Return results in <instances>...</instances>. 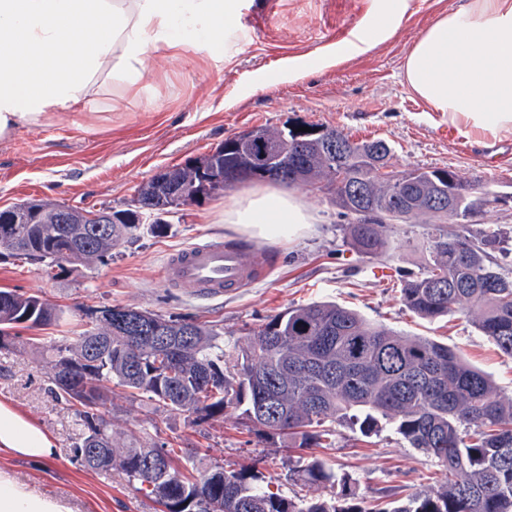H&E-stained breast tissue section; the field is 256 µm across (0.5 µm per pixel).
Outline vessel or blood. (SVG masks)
<instances>
[{
  "label": "vessel or blood",
  "instance_id": "b4317fda",
  "mask_svg": "<svg viewBox=\"0 0 512 512\" xmlns=\"http://www.w3.org/2000/svg\"><path fill=\"white\" fill-rule=\"evenodd\" d=\"M266 252L239 242L214 239L170 253L163 277L171 288H187L204 298L236 293L255 284L262 268L270 266Z\"/></svg>",
  "mask_w": 512,
  "mask_h": 512
}]
</instances>
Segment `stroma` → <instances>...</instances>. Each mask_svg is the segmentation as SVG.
<instances>
[{
	"label": "stroma",
	"mask_w": 512,
	"mask_h": 512,
	"mask_svg": "<svg viewBox=\"0 0 512 512\" xmlns=\"http://www.w3.org/2000/svg\"><path fill=\"white\" fill-rule=\"evenodd\" d=\"M462 0H410L391 38L342 63L282 79L289 58H312L351 40L359 22L372 20V0H239L225 23L223 44L212 54L160 57L136 93L117 109L87 106L52 125L23 129L0 140V209L25 198L77 207L122 209L138 186L157 171L184 163L254 126L317 125L343 130L351 139H381L391 148L390 171L450 168L472 185L483 205L469 218L471 233H497L498 247L512 251V134L498 140L450 136L447 122L405 85L402 66L410 45L442 12ZM293 194L316 217L292 240L270 245L278 264L252 287L215 300H199L167 287L161 268L167 254L207 239L239 241L219 224L223 195L169 214L161 232L142 225L105 265L83 276L10 258L0 260V289L35 293L66 310L55 337L84 329L90 311L136 307L186 321L216 324L224 342V368L233 370L247 334L291 306L333 301L371 322L410 336L446 344L485 372L497 393L512 399V356L501 353L462 315L424 320L400 301L402 277L428 262L423 240L431 218L411 217L388 233L380 256L360 254L347 233L348 219L323 185H299ZM40 332L19 329L0 350V399L45 428L58 455L47 466L0 454V468L18 481L66 498L72 512H159L153 498L118 470L91 471L73 447L84 427L75 410L54 399L43 369ZM112 427L129 441L162 437L175 455H193L200 471L215 463L248 469L254 484L282 495L330 498L341 484H310L297 474L301 449L258 436L240 407L228 405L219 420L199 422L157 409L151 401L116 396ZM333 447L316 449L337 474L352 478L364 506L422 492L444 480L435 458L411 448L390 429L365 436L351 422L335 424Z\"/></svg>",
	"instance_id": "stroma-1"
}]
</instances>
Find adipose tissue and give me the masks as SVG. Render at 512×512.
<instances>
[{
  "label": "adipose tissue",
  "mask_w": 512,
  "mask_h": 512,
  "mask_svg": "<svg viewBox=\"0 0 512 512\" xmlns=\"http://www.w3.org/2000/svg\"><path fill=\"white\" fill-rule=\"evenodd\" d=\"M236 0H0V139L52 124L61 114L136 90L158 56L211 51L224 40ZM409 0H376V19L350 45L315 57L319 68L393 36ZM408 88L465 135L512 132V0H466L441 14L408 50ZM229 229L273 241L302 234L313 215L291 193L256 187L224 202ZM0 452L47 462L52 435L0 401ZM0 512H72L64 499L0 469Z\"/></svg>",
  "instance_id": "obj_1"
}]
</instances>
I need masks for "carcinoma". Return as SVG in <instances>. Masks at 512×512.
Segmentation results:
<instances>
[{
    "instance_id": "cac0c4a2",
    "label": "carcinoma",
    "mask_w": 512,
    "mask_h": 512,
    "mask_svg": "<svg viewBox=\"0 0 512 512\" xmlns=\"http://www.w3.org/2000/svg\"><path fill=\"white\" fill-rule=\"evenodd\" d=\"M338 141L344 149L331 165L327 145ZM262 145L279 157L268 180L287 187L322 183L335 190L336 205L351 218L354 247L368 256L383 253L384 230L396 224L369 223L359 212L383 214L395 206L396 175L383 171L391 150L383 140L356 142L336 128L315 137L253 128L228 148L221 145L151 177L133 204L147 219L169 211L179 187L199 203L222 193L224 172L256 176ZM406 177L410 205L400 210L397 224L416 214L436 222L425 237L428 264L403 281L401 301L422 319L472 316L479 332L512 356V268L494 257L495 234L478 239L464 224L483 200L451 169H416ZM442 187L452 195L449 213L438 203ZM60 208L24 199L0 210V260H41L47 273L58 267L79 276L112 258V250L140 228L123 219L128 209ZM95 213L110 226L99 239L81 230ZM449 218L456 220L452 229ZM23 222L24 236H4V226ZM112 311V325L102 309L87 329L47 346L50 393L75 408L86 428L75 448L80 463L97 471L121 470L163 512H512V400L501 398L482 371L447 345L315 301L289 307L253 331L236 372L227 375L224 348L212 326L128 306ZM63 318L62 309L37 294L0 290V348L13 344L10 330L19 325L57 327ZM117 389L197 421H216L224 405H242L257 435L300 449L329 446L326 425L347 418L365 435L385 424L410 447L437 459L448 483L368 509L352 492L337 501H295L219 465L198 474L193 460L173 457L166 442L127 444L112 430L107 404ZM302 462L304 480L334 479L322 459L311 455Z\"/></svg>"
}]
</instances>
